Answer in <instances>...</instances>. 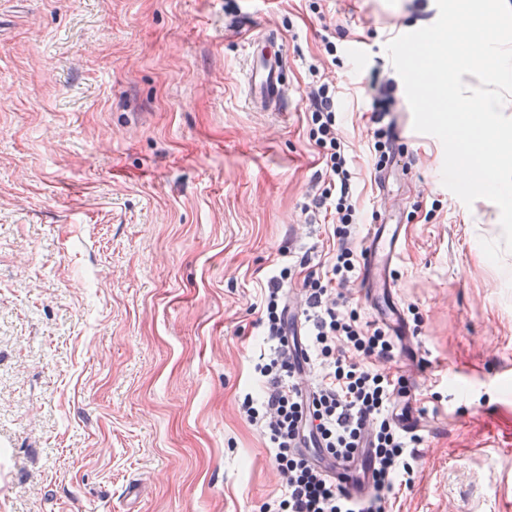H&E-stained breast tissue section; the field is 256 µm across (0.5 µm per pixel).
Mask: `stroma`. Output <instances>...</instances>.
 <instances>
[{"label":"stroma","instance_id":"35a3bbf8","mask_svg":"<svg viewBox=\"0 0 512 512\" xmlns=\"http://www.w3.org/2000/svg\"><path fill=\"white\" fill-rule=\"evenodd\" d=\"M436 0H0V512H258L281 493L239 413L268 279L334 253L310 137L311 66L336 88L361 226L402 227L404 369L423 441L391 512H512V251L500 210L396 135L378 188L373 71ZM278 29L288 109L246 99L247 38ZM337 51L328 55L325 41Z\"/></svg>","mask_w":512,"mask_h":512}]
</instances>
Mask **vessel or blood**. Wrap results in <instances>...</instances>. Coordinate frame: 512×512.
I'll return each mask as SVG.
<instances>
[{
    "label": "vessel or blood",
    "mask_w": 512,
    "mask_h": 512,
    "mask_svg": "<svg viewBox=\"0 0 512 512\" xmlns=\"http://www.w3.org/2000/svg\"><path fill=\"white\" fill-rule=\"evenodd\" d=\"M279 42V37L273 33L250 42L251 64L247 71L250 103L267 112H283L288 108V88L285 83L288 55ZM400 250V225L373 219L364 243L363 279L367 287L381 289L382 300L377 305V311L391 322L393 334L399 341V353L402 358L410 361L414 359L417 350L389 276L391 266L400 256Z\"/></svg>",
    "instance_id": "obj_1"
}]
</instances>
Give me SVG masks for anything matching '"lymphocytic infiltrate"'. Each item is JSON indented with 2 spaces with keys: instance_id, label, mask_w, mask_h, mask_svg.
<instances>
[{
  "instance_id": "f902f5d3",
  "label": "lymphocytic infiltrate",
  "mask_w": 512,
  "mask_h": 512,
  "mask_svg": "<svg viewBox=\"0 0 512 512\" xmlns=\"http://www.w3.org/2000/svg\"><path fill=\"white\" fill-rule=\"evenodd\" d=\"M372 149L377 168L394 163L395 136L384 118L393 112L392 78H372ZM310 136L325 159L328 184L336 191L332 212L336 254L321 273H309L290 309L283 276L270 278L260 325L266 347L254 371L258 390L240 404L246 420L267 439L284 489L260 512H387L388 500L413 471L419 435H405L390 409L411 394L405 376L392 372L396 342L386 325L361 321L346 291L355 278L357 208L353 172L336 127L335 88L322 80L310 93ZM306 328L304 341L289 344L293 320ZM316 361L320 378L308 379L304 364ZM370 455L373 496L360 499L331 476L349 468L360 445Z\"/></svg>"
}]
</instances>
